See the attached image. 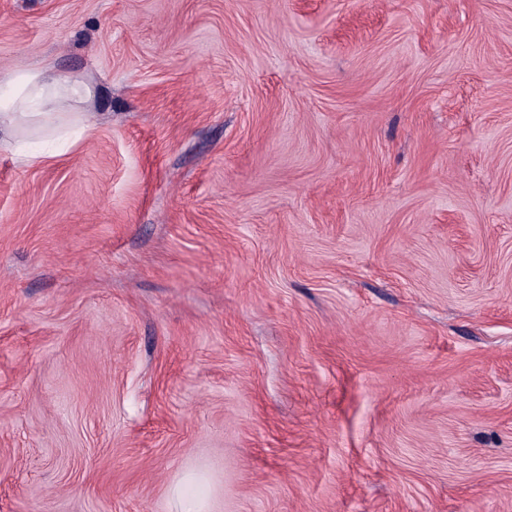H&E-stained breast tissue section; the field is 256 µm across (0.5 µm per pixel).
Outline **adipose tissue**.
Instances as JSON below:
<instances>
[{
  "mask_svg": "<svg viewBox=\"0 0 512 512\" xmlns=\"http://www.w3.org/2000/svg\"><path fill=\"white\" fill-rule=\"evenodd\" d=\"M85 96L79 81L43 63L0 73V151L24 165L43 162L46 154L33 140L47 133L67 139L82 119L74 107Z\"/></svg>",
  "mask_w": 512,
  "mask_h": 512,
  "instance_id": "ef3b65f1",
  "label": "adipose tissue"
}]
</instances>
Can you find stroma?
I'll list each match as a JSON object with an SVG mask.
<instances>
[{
  "mask_svg": "<svg viewBox=\"0 0 512 512\" xmlns=\"http://www.w3.org/2000/svg\"><path fill=\"white\" fill-rule=\"evenodd\" d=\"M42 60L0 512H512V0H0ZM202 478L194 473L185 475L173 494L177 500V512H211L209 500L200 490Z\"/></svg>",
  "mask_w": 512,
  "mask_h": 512,
  "instance_id": "stroma-1",
  "label": "stroma"
}]
</instances>
